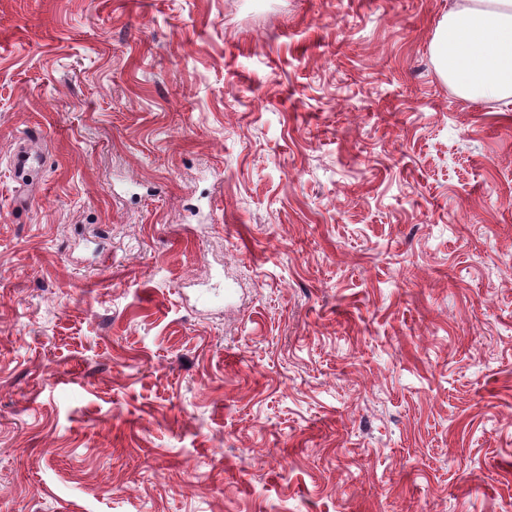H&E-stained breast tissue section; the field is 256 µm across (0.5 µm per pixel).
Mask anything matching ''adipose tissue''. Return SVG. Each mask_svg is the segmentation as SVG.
<instances>
[{
  "label": "adipose tissue",
  "instance_id": "obj_1",
  "mask_svg": "<svg viewBox=\"0 0 512 512\" xmlns=\"http://www.w3.org/2000/svg\"><path fill=\"white\" fill-rule=\"evenodd\" d=\"M432 56L461 98H512V0H456L436 27Z\"/></svg>",
  "mask_w": 512,
  "mask_h": 512
}]
</instances>
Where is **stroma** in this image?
<instances>
[{
  "instance_id": "stroma-1",
  "label": "stroma",
  "mask_w": 512,
  "mask_h": 512,
  "mask_svg": "<svg viewBox=\"0 0 512 512\" xmlns=\"http://www.w3.org/2000/svg\"><path fill=\"white\" fill-rule=\"evenodd\" d=\"M453 4L0 0V512H512V103L438 75ZM44 160L42 157L30 153L27 149L18 150L12 157L11 166L15 177L20 183L29 182V177L35 174L41 177Z\"/></svg>"
}]
</instances>
